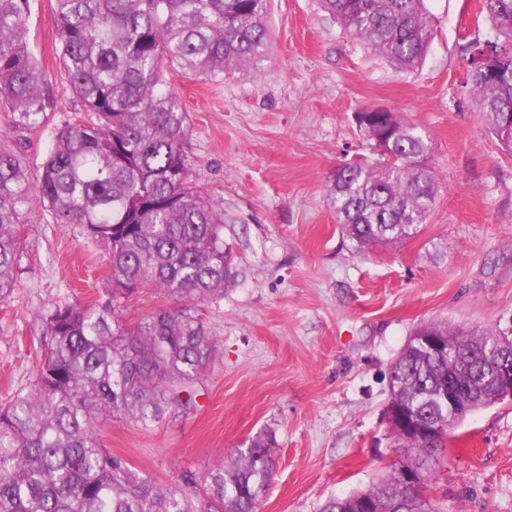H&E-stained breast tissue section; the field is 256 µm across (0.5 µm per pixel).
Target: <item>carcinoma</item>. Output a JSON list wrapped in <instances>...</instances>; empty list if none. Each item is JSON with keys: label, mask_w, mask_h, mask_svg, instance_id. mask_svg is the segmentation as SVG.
<instances>
[{"label": "carcinoma", "mask_w": 512, "mask_h": 512, "mask_svg": "<svg viewBox=\"0 0 512 512\" xmlns=\"http://www.w3.org/2000/svg\"><path fill=\"white\" fill-rule=\"evenodd\" d=\"M373 53L417 68L433 39L424 0H320ZM495 40L470 57L471 94L490 133L512 151V0H483ZM267 0H55L65 91L90 119L58 129L38 183L21 156L0 145V302L21 271L20 224L38 196L59 224H80L108 248L112 304L146 288L178 301L224 298L235 277L224 249V217L189 185L187 113L169 71L207 79L261 62L269 45ZM31 0H0V100L17 122L39 125L51 107L45 75L27 40ZM370 153L336 169L331 206L351 247L410 239L428 222L441 185L428 167L431 145L396 112L356 113ZM420 336L469 355L414 348ZM43 355L31 390L0 408V512H257L273 476L275 436H254L202 476L193 506L177 486H160L103 448L95 423L119 414L148 427L183 405L215 341L195 317L162 310L133 329L80 302L44 316ZM512 358L504 332L442 323L416 327L390 364V403L437 427L427 444L392 427L407 457L371 488L326 500L319 512H437L400 478L428 486L432 461L463 418L437 400L455 373L462 401H499L487 351Z\"/></svg>", "instance_id": "obj_1"}]
</instances>
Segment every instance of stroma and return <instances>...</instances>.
<instances>
[{
  "mask_svg": "<svg viewBox=\"0 0 512 512\" xmlns=\"http://www.w3.org/2000/svg\"><path fill=\"white\" fill-rule=\"evenodd\" d=\"M54 0H32L28 40L52 85L39 126L0 101V141L37 181L58 127L83 114L64 93ZM435 36L403 71L351 38L318 0H269L266 58L209 80L174 83L188 114L190 179L224 217L237 276L218 302L147 289L117 307L133 326L161 309L202 322L216 346L188 407L143 429L100 418L104 448L164 485L181 486L256 433L276 438L259 512H318L372 487L391 463L384 411L388 368L418 325L512 332V154L479 117L467 57L495 33L480 0H425ZM386 108L422 125L441 183L413 239L354 251L327 189L336 169L368 154L356 112ZM23 272L0 304V404L26 394L57 303H109L107 250L32 199L21 226ZM430 485L440 512H512V400L471 413Z\"/></svg>",
  "mask_w": 512,
  "mask_h": 512,
  "instance_id": "1",
  "label": "stroma"
}]
</instances>
